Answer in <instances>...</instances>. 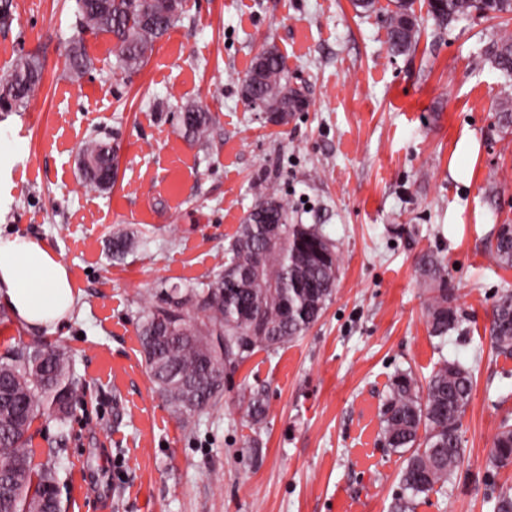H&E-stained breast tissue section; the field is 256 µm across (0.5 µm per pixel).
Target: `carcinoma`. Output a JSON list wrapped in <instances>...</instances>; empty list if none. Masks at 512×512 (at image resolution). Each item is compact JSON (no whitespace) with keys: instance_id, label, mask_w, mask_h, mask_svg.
I'll return each instance as SVG.
<instances>
[{"instance_id":"obj_1","label":"carcinoma","mask_w":512,"mask_h":512,"mask_svg":"<svg viewBox=\"0 0 512 512\" xmlns=\"http://www.w3.org/2000/svg\"><path fill=\"white\" fill-rule=\"evenodd\" d=\"M388 43L392 53L411 51L419 38L414 0H390ZM490 10L512 15V0H440L428 14L449 24L473 12ZM184 13L180 0H75L77 37L68 49L69 73L79 80L90 67L80 34L89 30L120 42L113 48L115 67L123 72L142 67L155 43ZM257 79L241 81L242 99L275 105L272 123H288L300 109V90L288 79L285 61L275 46L262 55ZM490 60L512 79V35H501ZM37 57L18 58L0 78V112L27 104L42 81ZM187 140L207 143L213 119L201 106L180 115ZM84 187L103 190V175L113 166V148L101 137L87 139L80 149ZM256 202L236 235L224 248L222 270L197 286L162 291L163 304L143 311L140 341L158 394L173 415L189 424L224 396L222 375L229 374L258 350H275L301 337L322 315L337 280L335 247L313 224L288 223L289 207L269 183L255 188ZM280 222L284 237L266 240V216ZM492 256L512 268V224H497ZM431 291L427 303L431 336L444 341L460 326L455 298L448 287L443 259L424 253L418 260ZM491 347L512 357V291L503 290L493 303ZM81 383L67 350L41 339L22 342L0 358V512H61L62 446H33V424L41 418L66 421ZM473 391L471 372L456 360L444 359L424 382L412 371L397 372L388 384L380 410L384 445L402 454L400 494L393 512H415L417 499L454 482L462 462V418ZM249 414L258 424L266 412L264 394L250 393ZM512 466V418L502 419L488 467Z\"/></svg>"}]
</instances>
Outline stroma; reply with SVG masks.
Listing matches in <instances>:
<instances>
[{
    "label": "stroma",
    "instance_id": "obj_1",
    "mask_svg": "<svg viewBox=\"0 0 512 512\" xmlns=\"http://www.w3.org/2000/svg\"><path fill=\"white\" fill-rule=\"evenodd\" d=\"M0 75L36 55L43 81L0 117V233L48 243L68 268L76 307L62 323L16 325L0 302V355L38 336L67 348L83 384L66 423L36 422L34 445L66 438V512H390L399 453L379 411L393 374L427 376L441 359L474 379L455 485L415 512H493V440L512 415V359L495 355L489 314L512 289L490 254L512 223V129L497 124L508 84L488 52L512 23L471 15L448 26L415 0L414 51L392 55L389 0H190L139 71L116 69L112 39L83 36L92 65L71 81L75 0H12ZM276 46L308 107L283 127L240 95L256 53ZM211 112L206 146L189 145L185 106ZM100 135L118 148L115 184L86 190L78 156ZM274 181L295 224L335 246L334 295L299 339L245 361L221 404L185 425L150 380L140 316L161 289L210 280L224 248ZM120 233L136 245L112 258ZM444 257L461 327L429 333L418 256ZM267 413L252 425L251 390ZM258 451H249L252 438Z\"/></svg>",
    "mask_w": 512,
    "mask_h": 512
}]
</instances>
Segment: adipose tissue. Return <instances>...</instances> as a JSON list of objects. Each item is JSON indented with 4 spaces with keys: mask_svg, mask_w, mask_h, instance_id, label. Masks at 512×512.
<instances>
[{
    "mask_svg": "<svg viewBox=\"0 0 512 512\" xmlns=\"http://www.w3.org/2000/svg\"><path fill=\"white\" fill-rule=\"evenodd\" d=\"M0 299L28 328L64 320L76 302L67 267L41 241L0 236Z\"/></svg>",
    "mask_w": 512,
    "mask_h": 512,
    "instance_id": "obj_1",
    "label": "adipose tissue"
}]
</instances>
